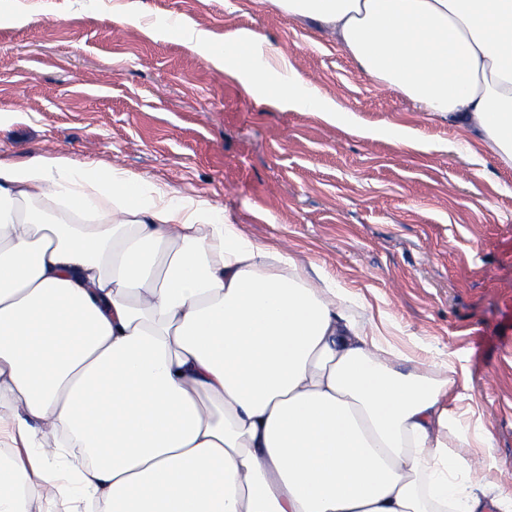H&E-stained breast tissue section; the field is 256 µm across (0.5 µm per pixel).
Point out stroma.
<instances>
[{"instance_id": "stroma-1", "label": "stroma", "mask_w": 512, "mask_h": 512, "mask_svg": "<svg viewBox=\"0 0 512 512\" xmlns=\"http://www.w3.org/2000/svg\"><path fill=\"white\" fill-rule=\"evenodd\" d=\"M0 18V158L54 151L223 209L240 236L335 282L353 318L448 378L488 447L480 486L512 494V168L370 77L274 0H10ZM139 15L118 24V13ZM24 22H15V15ZM245 29L374 136L256 99L163 30ZM416 130L407 144L387 126Z\"/></svg>"}]
</instances>
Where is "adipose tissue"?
Returning a JSON list of instances; mask_svg holds the SVG:
<instances>
[{"label":"adipose tissue","mask_w":512,"mask_h":512,"mask_svg":"<svg viewBox=\"0 0 512 512\" xmlns=\"http://www.w3.org/2000/svg\"><path fill=\"white\" fill-rule=\"evenodd\" d=\"M357 65L512 167V0H276ZM248 91L348 122L246 30L167 26ZM398 354L281 250L207 200L117 167L0 158V393L15 406L0 512H28L84 449L68 492L98 512H489L447 381Z\"/></svg>","instance_id":"ef3b65f1"}]
</instances>
